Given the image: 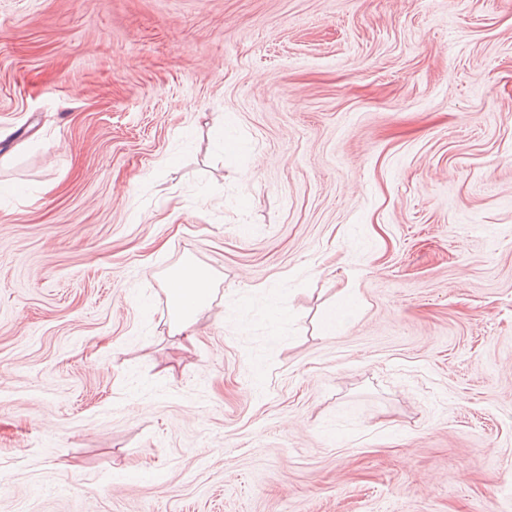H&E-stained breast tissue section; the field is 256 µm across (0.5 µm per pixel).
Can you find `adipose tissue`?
I'll use <instances>...</instances> for the list:
<instances>
[{
	"label": "adipose tissue",
	"mask_w": 512,
	"mask_h": 512,
	"mask_svg": "<svg viewBox=\"0 0 512 512\" xmlns=\"http://www.w3.org/2000/svg\"><path fill=\"white\" fill-rule=\"evenodd\" d=\"M165 284L172 335L184 337L188 343H195V326L200 317L212 307L210 275L200 268L185 264L172 269Z\"/></svg>",
	"instance_id": "obj_1"
}]
</instances>
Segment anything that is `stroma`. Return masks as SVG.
<instances>
[{
    "label": "stroma",
    "instance_id": "35a3bbf8",
    "mask_svg": "<svg viewBox=\"0 0 512 512\" xmlns=\"http://www.w3.org/2000/svg\"><path fill=\"white\" fill-rule=\"evenodd\" d=\"M0 482L512 512V0H0ZM165 284L170 305L171 335L183 336L191 346H195V326L212 307V279L200 268L185 264L172 269Z\"/></svg>",
    "mask_w": 512,
    "mask_h": 512
}]
</instances>
